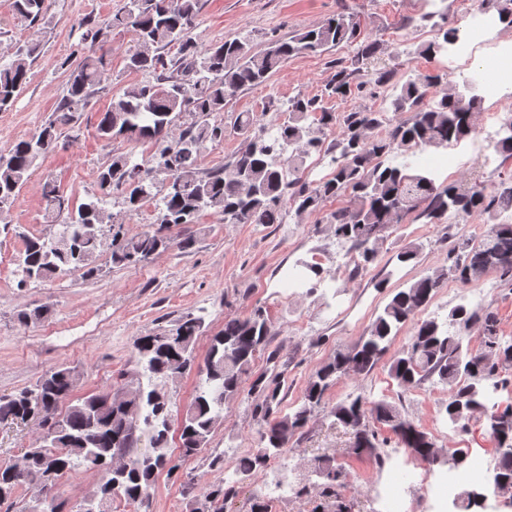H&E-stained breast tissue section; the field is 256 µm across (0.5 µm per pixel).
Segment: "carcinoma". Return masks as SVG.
Instances as JSON below:
<instances>
[{
    "label": "carcinoma",
    "mask_w": 512,
    "mask_h": 512,
    "mask_svg": "<svg viewBox=\"0 0 512 512\" xmlns=\"http://www.w3.org/2000/svg\"><path fill=\"white\" fill-rule=\"evenodd\" d=\"M493 9L501 23L512 25V0H481V10ZM200 0H129L121 11L103 21L86 17L79 23L84 52L67 67V92L57 105L53 118L41 133L13 144L0 153V216L12 198L28 181L36 160L55 150L63 130L74 128L78 114L89 105L94 88L107 79L105 55L99 53L108 33L122 28L134 36V50L126 58V68L147 72L154 80L132 83L111 100L101 113L97 131L110 143L117 137L130 141L150 140L158 145L159 167L165 174L161 198H156L154 168L147 161L118 153L100 168L99 187L103 196L116 190L123 196L126 212L133 215L142 206L157 200V223L134 236L122 234L116 217L98 201L75 205L51 181L42 186L44 215L48 223L64 217L62 229L52 238L26 237L19 256L21 278L18 286L49 280L64 271H80L94 277L99 271V248L105 230H112V263L137 265L165 251L170 231L183 224L196 223L209 208L224 217L227 224H280L283 209L289 205L299 214L320 210L328 199L343 197L346 205L336 209L329 223L336 237L352 244L361 261L357 273L372 262L386 231L416 211L430 224H442L448 213H479L490 222L483 239L458 245L453 265L425 276L398 291L373 322L369 336L314 371L303 392L302 404L292 412L281 409L279 395L285 385L284 372L275 368L259 374L248 395L260 398L253 414L260 424L261 447L239 458L236 480L211 486L199 506L208 512H224V502L233 497L236 485L267 468L277 452L309 422L326 392L342 377L369 373L388 349L393 331L405 326L422 311L448 275L463 285L495 269L512 278V224L496 223L497 214L512 208V186L490 195L480 181L463 185H436L432 169L385 163L396 153L414 155L427 150L439 152L468 138L479 121L482 97L477 82L470 81L471 94L461 92L439 69L394 81L395 71L377 72L376 82L392 89L391 107L410 117L393 125L387 135L378 133L385 113L371 107L336 117L320 106L314 96L298 94L285 103V118L268 128L249 112H240L234 126L242 136V146L224 168L204 176L198 171V158L207 143L224 140V125L212 124L208 117L224 111L228 99L248 86L266 82L281 70L289 57L304 52L322 53L358 38L360 23L355 16L339 13L311 29L299 30L287 38L273 37L256 49L245 38L228 39L199 50L194 30L200 13ZM45 0H13L12 16L30 29L45 19ZM461 40L460 30L440 26L435 38L420 46L418 53L434 59L448 52ZM177 48L176 55L164 50ZM33 40L13 52L12 61L0 66V112L8 110L29 81L31 59L39 51ZM379 44L367 42L358 47L350 66L359 72L374 62ZM363 84L351 81L348 68L336 65L328 95L346 99L361 91ZM195 117L178 137L170 136L183 115ZM341 120L339 155L330 158V177L318 182L304 178L305 160L324 143V129ZM449 317L466 327L477 324L482 342L476 351H464L459 341L430 320H419L411 336L410 350L393 357L389 375L397 386L407 389L430 376L448 386L444 412L453 422L478 414L494 416L491 427L497 447L512 445V406L489 411L487 385L498 388L496 369L512 362V343L503 341L496 316L479 314L463 305L453 308ZM271 323L261 309L245 318L227 317L224 329L210 338L195 397L181 424V460L191 458L207 446L213 430L224 422V404L241 392L244 376L251 372L257 355L265 350ZM201 325L193 317H182L175 328L140 338L137 363L154 376L174 383L194 361ZM80 381L79 371L60 365L45 373L31 389L0 395V423L37 421L42 426L54 422L45 438L24 449L26 475L20 477L8 464H0V502L13 498L19 488L33 481L58 480L75 465L112 471L89 496L75 505L74 512H86L94 502H103L112 512L116 501L129 506L143 504L159 471L174 473L180 468L169 453V396L156 385L144 386L137 369L126 372L125 393L90 394L67 407L61 421H55L59 406L72 395ZM331 414L353 431L351 451L382 462L377 453V426L389 429L401 448L429 462L435 461L433 438L385 400L371 401L358 396L340 403ZM316 472L324 480L323 493L336 498V512H347L338 488L347 478L334 460H318ZM494 475L512 485V455L497 453ZM482 492L472 489L460 495L456 508L472 512L480 505Z\"/></svg>",
    "instance_id": "carcinoma-1"
}]
</instances>
